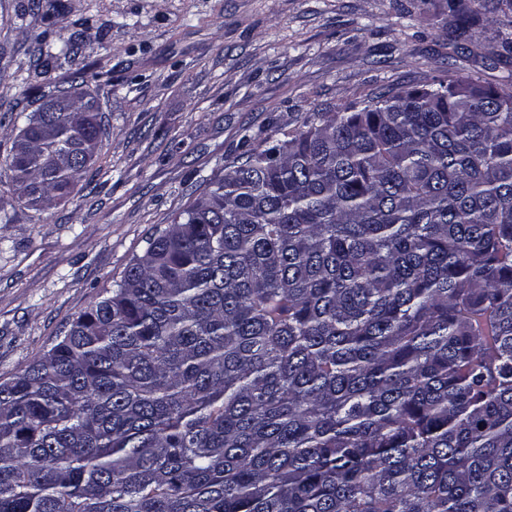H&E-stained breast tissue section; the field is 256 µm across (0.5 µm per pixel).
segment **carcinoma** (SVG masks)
Here are the masks:
<instances>
[{"label": "carcinoma", "mask_w": 512, "mask_h": 512, "mask_svg": "<svg viewBox=\"0 0 512 512\" xmlns=\"http://www.w3.org/2000/svg\"><path fill=\"white\" fill-rule=\"evenodd\" d=\"M99 112L32 113L21 201L87 176ZM202 184L0 382V512H512V76L315 112Z\"/></svg>", "instance_id": "1"}]
</instances>
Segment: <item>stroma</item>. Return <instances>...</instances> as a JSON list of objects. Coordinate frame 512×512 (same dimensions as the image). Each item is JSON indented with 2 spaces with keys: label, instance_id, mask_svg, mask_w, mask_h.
Instances as JSON below:
<instances>
[{
  "label": "stroma",
  "instance_id": "35a3bbf8",
  "mask_svg": "<svg viewBox=\"0 0 512 512\" xmlns=\"http://www.w3.org/2000/svg\"><path fill=\"white\" fill-rule=\"evenodd\" d=\"M0 0V382L110 296L203 178L236 156L388 89L455 72L512 73V0H475L469 51L448 52V0ZM82 34L85 57L61 47ZM84 77L72 81L74 66ZM94 94L93 168L36 210L9 168L15 136L54 89Z\"/></svg>",
  "mask_w": 512,
  "mask_h": 512
}]
</instances>
